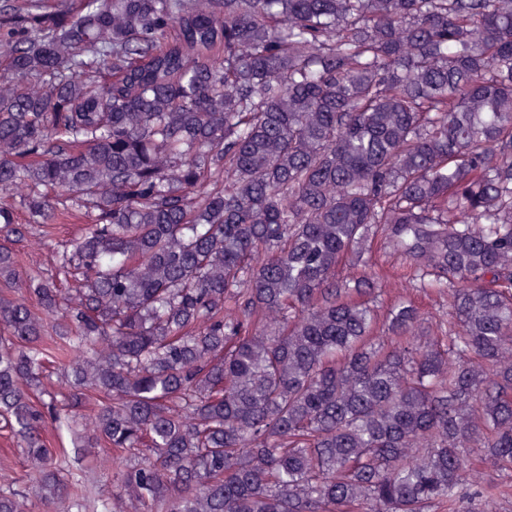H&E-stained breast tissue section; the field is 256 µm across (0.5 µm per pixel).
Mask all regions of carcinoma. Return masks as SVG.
<instances>
[{"instance_id": "1", "label": "carcinoma", "mask_w": 512, "mask_h": 512, "mask_svg": "<svg viewBox=\"0 0 512 512\" xmlns=\"http://www.w3.org/2000/svg\"><path fill=\"white\" fill-rule=\"evenodd\" d=\"M0 439V512L512 506V0H0Z\"/></svg>"}]
</instances>
